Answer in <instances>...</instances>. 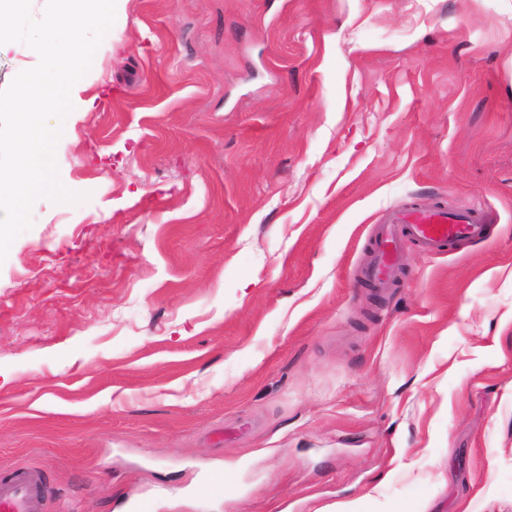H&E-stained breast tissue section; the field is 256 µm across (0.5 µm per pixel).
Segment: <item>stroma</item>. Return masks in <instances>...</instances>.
<instances>
[{"label": "stroma", "mask_w": 512, "mask_h": 512, "mask_svg": "<svg viewBox=\"0 0 512 512\" xmlns=\"http://www.w3.org/2000/svg\"><path fill=\"white\" fill-rule=\"evenodd\" d=\"M74 107L88 199L0 264V474L45 512H512V0H121ZM407 205L493 221L383 292ZM1 512H44L42 475L39 471L19 467L0 479Z\"/></svg>", "instance_id": "1"}]
</instances>
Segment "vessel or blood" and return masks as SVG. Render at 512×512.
Instances as JSON below:
<instances>
[{"mask_svg": "<svg viewBox=\"0 0 512 512\" xmlns=\"http://www.w3.org/2000/svg\"><path fill=\"white\" fill-rule=\"evenodd\" d=\"M487 235L486 217L475 209L395 207L372 232L373 258L361 276L380 288L390 287L400 270L403 249L412 242L427 254H442ZM0 512H44L42 475L20 467L0 479Z\"/></svg>", "mask_w": 512, "mask_h": 512, "instance_id": "vessel-or-blood-1", "label": "vessel or blood"}]
</instances>
